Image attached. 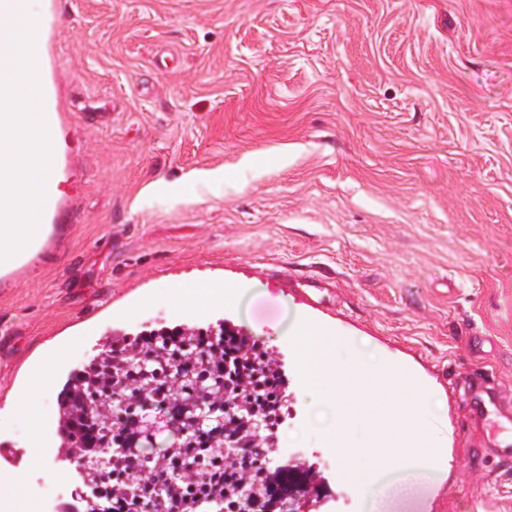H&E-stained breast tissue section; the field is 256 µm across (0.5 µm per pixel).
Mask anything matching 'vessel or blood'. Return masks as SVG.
<instances>
[{"label":"vessel or blood","mask_w":512,"mask_h":512,"mask_svg":"<svg viewBox=\"0 0 512 512\" xmlns=\"http://www.w3.org/2000/svg\"><path fill=\"white\" fill-rule=\"evenodd\" d=\"M52 77L47 71H40L39 82L42 94L43 113L48 127H55L60 114L51 91ZM61 172L60 158H53L51 171L45 185V200L40 221L53 222L59 212L60 199L55 187ZM45 240L41 234H34L27 245L15 255L0 261V276L10 277L18 268L26 266L39 254ZM464 418L468 424L487 429L490 440L488 461L506 465L512 463V412L505 408L500 391L486 386L483 380H470L464 399Z\"/></svg>","instance_id":"obj_1"}]
</instances>
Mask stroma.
Returning <instances> with one entry per match:
<instances>
[{
	"instance_id": "stroma-1",
	"label": "stroma",
	"mask_w": 512,
	"mask_h": 512,
	"mask_svg": "<svg viewBox=\"0 0 512 512\" xmlns=\"http://www.w3.org/2000/svg\"><path fill=\"white\" fill-rule=\"evenodd\" d=\"M72 2L48 50L76 209L0 284V441L20 487L70 478L58 406L36 435L11 404L46 355L63 352L61 387L112 336L224 318L282 365V438L331 486L321 512H373L309 405L284 334L302 318L431 392L448 447L390 512H471L480 494L512 512V473L479 464L453 391L480 378L512 405V0ZM187 279L233 293L192 310Z\"/></svg>"
}]
</instances>
